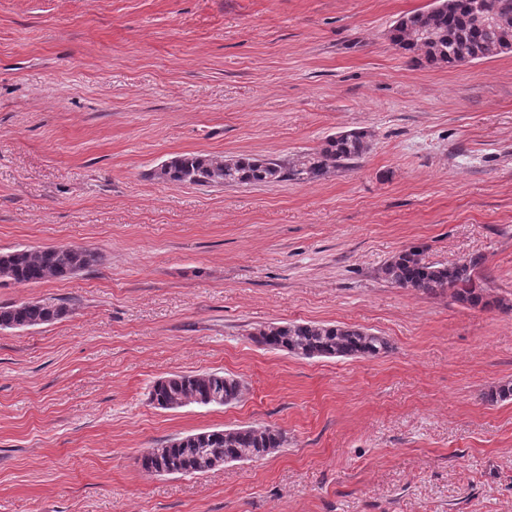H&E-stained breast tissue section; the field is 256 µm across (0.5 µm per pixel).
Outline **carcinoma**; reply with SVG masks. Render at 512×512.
Here are the masks:
<instances>
[{
    "instance_id": "obj_1",
    "label": "carcinoma",
    "mask_w": 512,
    "mask_h": 512,
    "mask_svg": "<svg viewBox=\"0 0 512 512\" xmlns=\"http://www.w3.org/2000/svg\"><path fill=\"white\" fill-rule=\"evenodd\" d=\"M488 16L501 24H482ZM512 32V0H435L432 7L400 17L388 31L391 45L424 67L454 68L470 61L499 56L496 49ZM370 150L365 131L349 130L327 138L323 144L288 164L250 154L214 159L194 152L177 155L155 172L166 183L197 186L259 185L284 180L316 181L333 170L346 169ZM98 255L88 249L66 246L18 247L0 252V285H26L65 279L90 267ZM481 259L470 264L437 263L425 259L424 250L412 247L393 255L384 264L386 279L400 288L438 297L448 294L463 306L492 310L504 301L491 295L486 278L476 269ZM68 313L59 301L34 300L0 306V328L34 327L56 321ZM253 341L269 350L285 351L300 358H374L389 352L390 341L365 328L335 323H271L252 333ZM220 405L240 400L241 382L222 372L174 374L161 385H153L150 400H163L171 406L196 404L210 397ZM288 442L286 434L269 426L215 429L192 443L171 438L160 449L142 457L144 469L155 472L168 465L180 475H196L206 458L225 463L263 458Z\"/></svg>"
}]
</instances>
